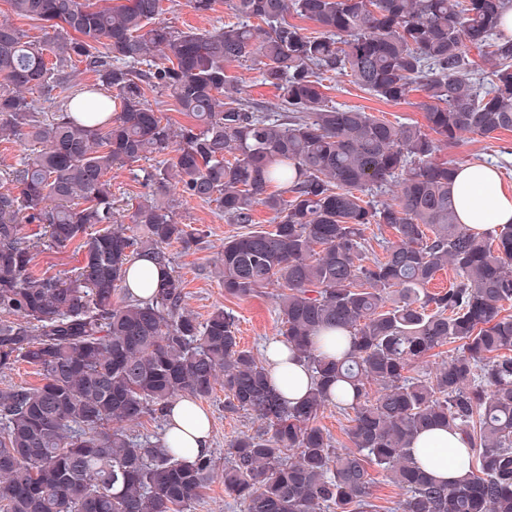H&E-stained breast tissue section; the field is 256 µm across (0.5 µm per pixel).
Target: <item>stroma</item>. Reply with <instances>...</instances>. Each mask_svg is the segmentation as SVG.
<instances>
[{
  "mask_svg": "<svg viewBox=\"0 0 512 512\" xmlns=\"http://www.w3.org/2000/svg\"><path fill=\"white\" fill-rule=\"evenodd\" d=\"M164 6V21L178 30H209L221 26L227 19L223 0H216L213 11L203 16L189 7L188 0H164ZM327 95L333 104L356 106L391 122H420L424 119L416 107L422 97L418 90L410 92L405 103L394 105L359 89L349 79L337 78L330 82ZM441 155L462 166L484 162L498 167L504 185L512 189V131L501 133L496 139L461 134L455 146L442 148ZM159 162V157L154 155L113 172L112 200L120 214L130 215L141 197L155 191L156 186L148 182L147 173ZM165 203L171 206L180 223L208 232L202 245L187 247L174 242L169 246L175 269L186 284L188 309L201 320L219 307L230 311L237 321L242 346L253 350L257 356H264L267 344L275 339L280 327L273 298L260 296L238 300L225 297L224 289L214 275L213 264L224 246L225 237L241 232V225L226 221L212 203L173 195L167 196ZM201 405L211 417V455L216 463H223L224 451L230 441L241 433L255 431L259 423L246 412H227L224 390L220 387L215 388L209 398L203 399Z\"/></svg>",
  "mask_w": 512,
  "mask_h": 512,
  "instance_id": "35a3bbf8",
  "label": "stroma"
}]
</instances>
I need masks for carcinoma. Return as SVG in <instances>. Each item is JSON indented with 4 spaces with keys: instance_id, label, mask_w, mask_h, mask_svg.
Wrapping results in <instances>:
<instances>
[{
    "instance_id": "1",
    "label": "carcinoma",
    "mask_w": 512,
    "mask_h": 512,
    "mask_svg": "<svg viewBox=\"0 0 512 512\" xmlns=\"http://www.w3.org/2000/svg\"><path fill=\"white\" fill-rule=\"evenodd\" d=\"M8 2L43 35L0 21V141L30 145L0 169V370L26 362L41 383L0 382V512H192L214 458L126 425L218 383L227 410L263 424L224 463V493L246 512H373L372 467L402 492L398 512H512V224L460 223L459 166L438 157L461 132L512 131V38L499 24L512 0H224L235 22L205 31L166 25L164 0ZM473 48L490 70L471 68ZM242 61L278 92L280 115L228 75ZM82 69L95 82L77 89ZM339 76L396 104L421 89L425 123L332 104L324 81ZM148 88L191 122L172 130ZM79 94V111L112 118L71 115ZM169 153L148 181L216 203L232 224L254 223L259 205L273 214L270 229L225 238L215 268L230 298L276 286L278 340L315 377L301 401L241 346L231 313L184 312L167 245L204 230L152 196L130 225L118 219L110 173ZM390 182V199L371 197ZM24 221L44 236L24 239ZM372 225L395 232L380 258L365 246ZM74 244L80 267L34 270ZM139 258L164 272L147 298L124 286ZM448 268L453 286L429 291ZM321 330L336 331V354L318 351ZM330 408L350 422L344 451L319 424ZM430 427L469 446L455 483L414 456Z\"/></svg>"
}]
</instances>
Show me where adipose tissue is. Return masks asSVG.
<instances>
[{"label": "adipose tissue", "instance_id": "adipose-tissue-1", "mask_svg": "<svg viewBox=\"0 0 512 512\" xmlns=\"http://www.w3.org/2000/svg\"><path fill=\"white\" fill-rule=\"evenodd\" d=\"M452 197L460 222L476 231L512 223V192L503 189L500 175L491 165L474 163L461 167L454 178ZM265 357L275 387L287 400H302L313 388L311 372L305 364L290 359L286 344H268ZM168 419L166 441L177 442L195 456L209 454L210 419L198 401L181 398L172 406ZM413 446L436 479L452 481L462 474L468 450L459 432L434 427L421 433Z\"/></svg>", "mask_w": 512, "mask_h": 512}]
</instances>
